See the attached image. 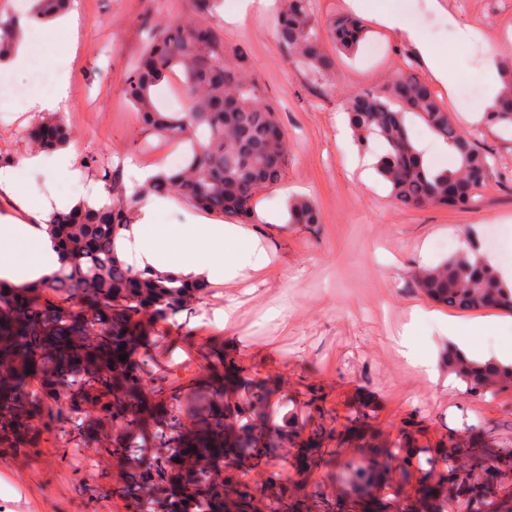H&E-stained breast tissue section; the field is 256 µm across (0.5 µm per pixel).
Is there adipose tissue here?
I'll return each mask as SVG.
<instances>
[{
	"instance_id": "obj_1",
	"label": "adipose tissue",
	"mask_w": 512,
	"mask_h": 512,
	"mask_svg": "<svg viewBox=\"0 0 512 512\" xmlns=\"http://www.w3.org/2000/svg\"><path fill=\"white\" fill-rule=\"evenodd\" d=\"M376 24L400 40L409 43L424 61L433 79L446 88H453L454 77L442 53L434 50L420 31L403 15L393 11H377L372 15ZM27 169H45L58 176L79 182L86 174L76 166L70 152L56 151L46 155H23L16 167L0 169V189L14 203L34 206L36 212L49 214L56 199L31 203L22 176ZM169 200L150 198L129 229L123 230L118 241L120 255L134 253L139 266H149L162 272L180 274L206 283H225L260 269L268 260L258 237L238 224H173L154 223L158 211L169 208ZM62 264L45 223H24L11 217L0 218V281L26 285L52 276ZM412 319L439 322L449 346L472 360H495L512 365V342L499 345L494 351H479L471 343L472 335L485 331L487 323L459 321L442 316L437 311L414 309Z\"/></svg>"
}]
</instances>
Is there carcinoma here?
Segmentation results:
<instances>
[{
	"instance_id": "carcinoma-1",
	"label": "carcinoma",
	"mask_w": 512,
	"mask_h": 512,
	"mask_svg": "<svg viewBox=\"0 0 512 512\" xmlns=\"http://www.w3.org/2000/svg\"><path fill=\"white\" fill-rule=\"evenodd\" d=\"M45 16L69 10L71 0H36ZM313 0H278L274 36L288 62L318 73L333 59L328 39L350 51L365 37V25L342 14L321 22ZM223 0H193L185 19L151 12L141 17L144 50L130 67L123 87L126 102L143 129L188 145L184 164L162 169L132 194L123 192L119 169L104 174L108 199L79 203L48 217L62 256L50 278L22 288L0 287V449L34 447L41 432L59 431L98 455L122 464L121 493L133 498L136 512H306L288 486L269 474L261 485L241 473L268 461L296 422L284 429L271 421L262 387L243 402L227 401L234 360L224 345L206 349L215 386L186 397L168 384L160 356L173 343L154 328L198 302L207 284L128 263L117 250L140 204L150 195L184 198L194 208L243 224L258 221L257 196L281 182L289 144L262 86L250 75L246 53L229 49L207 19ZM23 32L13 20L0 21V57L12 52ZM180 73L187 110L171 108L163 83ZM500 103L484 113L483 124L512 132V56L500 64ZM347 119L363 150L375 140L385 153L377 171L391 197L406 208L446 206L477 209L482 190L507 178L476 134L460 126L431 86L405 69L385 87L348 96ZM421 121L448 147L458 166L434 170L425 164L407 126V115ZM192 131L181 133L184 122ZM70 128L47 112L28 132L36 148L54 151L67 145ZM287 223L318 224L319 212L307 198L288 201ZM417 288L431 300L460 311L500 308L512 311V288L498 269L470 244L434 267L415 271ZM126 356L121 361L119 357ZM448 373L479 398L490 389H512V365L477 362L448 348ZM42 425L37 431L35 423ZM467 446L453 453L438 450L426 458L438 474L424 475L419 495L389 508L371 497L389 476L390 460L407 465L425 448L404 440L391 445L390 460L342 467L350 497L337 512H448V501L484 512L496 501L512 512V498L499 497L496 468L487 461L512 462V448L469 427ZM478 450L480 470L457 465L458 457Z\"/></svg>"
}]
</instances>
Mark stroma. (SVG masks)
Wrapping results in <instances>:
<instances>
[{"mask_svg": "<svg viewBox=\"0 0 512 512\" xmlns=\"http://www.w3.org/2000/svg\"><path fill=\"white\" fill-rule=\"evenodd\" d=\"M172 15L192 13V0H75L81 35L69 55L56 54L66 32L43 29L39 60L49 74L68 71L70 98L88 105L89 116L62 112L72 130L68 144L87 181L73 183L49 172L26 179L33 197L58 196L91 202L92 186L103 181L113 159L122 161V182L133 191L144 173L180 161L185 144L143 131L123 97L130 64L143 43L140 16L158 2ZM375 10L402 14L427 42L447 52L448 68L458 82L474 80L485 88L488 49L512 41V0H447V12L429 0H368ZM239 0H224L213 23L230 48L244 49L249 69L291 145L282 184L264 191L256 207L254 231L271 256L257 275L224 285L212 284L192 310L157 333L177 338L165 364L178 388L190 392L206 372L204 345L223 343L241 370L237 397L253 385L271 390L270 414L277 424L295 418L306 431L322 427L323 447L340 462L361 461V434L391 443L411 434L429 450L467 437L471 425L485 427L512 442V390L479 399L448 387L447 368L437 378L420 373L399 352L404 324H412L416 352L441 356L448 346L438 324L411 322L414 307L433 308L413 273L423 262L438 263L472 236L485 255L512 264V180L490 183L476 210L442 207L404 208L389 195L379 176L363 180L351 165L356 147L343 139L337 118L349 93L382 89L405 65L422 78L428 68L393 35L366 20V39L352 53L325 43L336 59L324 74L293 69L273 38L271 12L235 20ZM473 26L478 35L463 38ZM26 100L0 102V168L14 166L32 147L27 134L38 121ZM310 197L318 208L316 224L285 221L288 196ZM234 308L225 324V308ZM322 398L321 411H310L311 395ZM76 451L59 437H44L34 452H0V512H134L120 497L121 468L111 457H98L95 470L73 465ZM297 497L325 502L346 498L349 487L336 469L305 468L297 447L278 451L272 469L255 468L245 482H263L268 472Z\"/></svg>", "mask_w": 512, "mask_h": 512, "instance_id": "obj_1", "label": "stroma"}]
</instances>
